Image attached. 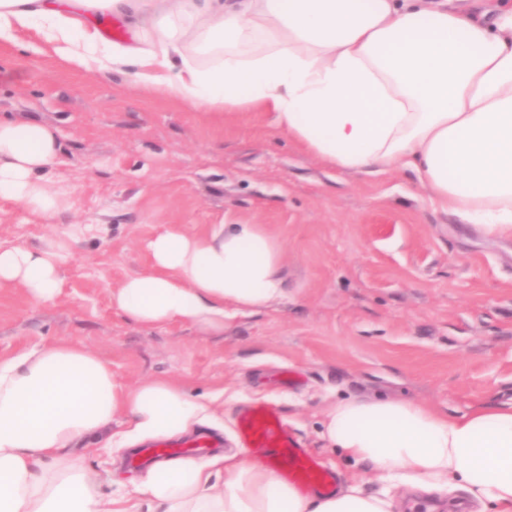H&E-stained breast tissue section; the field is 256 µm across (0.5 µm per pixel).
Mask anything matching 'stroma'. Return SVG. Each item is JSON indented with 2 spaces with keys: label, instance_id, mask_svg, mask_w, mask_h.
Masks as SVG:
<instances>
[{
  "label": "stroma",
  "instance_id": "stroma-1",
  "mask_svg": "<svg viewBox=\"0 0 512 512\" xmlns=\"http://www.w3.org/2000/svg\"><path fill=\"white\" fill-rule=\"evenodd\" d=\"M134 65L90 71L38 25L0 37V116L60 134L49 176L68 205L52 219L0 197V244L69 239L49 302L0 287V358L64 339L130 385L169 377L215 397L224 451L236 413L265 401L340 484L381 483L324 448L323 410L346 397L421 401L460 415L512 403V239L441 209L415 173L329 167L273 113L217 119L136 82ZM263 224L283 239L284 301L238 314L220 334L118 314L112 288L149 271L146 245L169 225ZM76 224L101 232L77 238Z\"/></svg>",
  "mask_w": 512,
  "mask_h": 512
}]
</instances>
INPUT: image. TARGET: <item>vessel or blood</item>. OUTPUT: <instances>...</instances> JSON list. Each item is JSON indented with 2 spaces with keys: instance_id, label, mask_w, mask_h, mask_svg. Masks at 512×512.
<instances>
[{
  "instance_id": "vessel-or-blood-1",
  "label": "vessel or blood",
  "mask_w": 512,
  "mask_h": 512,
  "mask_svg": "<svg viewBox=\"0 0 512 512\" xmlns=\"http://www.w3.org/2000/svg\"><path fill=\"white\" fill-rule=\"evenodd\" d=\"M236 433L245 448L300 493L327 495L335 491V470L322 465L268 404L255 402L242 409L237 416ZM215 448V442L205 436L166 441L143 449L137 462L151 466L166 457L197 456Z\"/></svg>"
}]
</instances>
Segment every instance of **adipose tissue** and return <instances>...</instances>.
<instances>
[{
    "label": "adipose tissue",
    "mask_w": 512,
    "mask_h": 512,
    "mask_svg": "<svg viewBox=\"0 0 512 512\" xmlns=\"http://www.w3.org/2000/svg\"><path fill=\"white\" fill-rule=\"evenodd\" d=\"M128 44L105 39L112 18ZM37 24L85 67L134 63L139 83L224 116L262 110L324 163L346 171L413 170L434 198L497 238H512V6L490 21L448 0H0V34ZM201 53L216 63L198 62ZM58 157L51 127L0 119V195L51 218L66 199L45 175ZM151 269L112 289L139 325L220 331L233 313L286 294L282 241L262 224L172 225L147 244ZM68 245H0V285L51 301ZM128 417L130 445L189 434L210 401L171 378L118 384L107 362L60 341L0 360V512H125L132 496L164 512H396L395 489L464 496L471 512H512V404L451 417L411 399L336 401L323 414L329 448L370 465L360 483L302 496L241 454L161 461L116 498L111 471L69 452Z\"/></svg>",
    "instance_id": "1"
}]
</instances>
